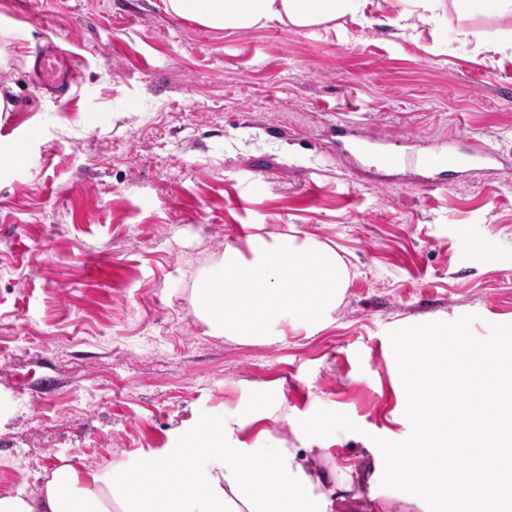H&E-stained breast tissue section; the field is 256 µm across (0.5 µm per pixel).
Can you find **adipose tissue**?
Wrapping results in <instances>:
<instances>
[{"label": "adipose tissue", "mask_w": 512, "mask_h": 512, "mask_svg": "<svg viewBox=\"0 0 512 512\" xmlns=\"http://www.w3.org/2000/svg\"><path fill=\"white\" fill-rule=\"evenodd\" d=\"M366 0H166L168 11L215 30L262 28L278 22L317 35L336 20L363 15ZM384 25L417 37L442 0H405ZM247 251L229 246L198 280L194 312L210 335L267 344L283 324L315 332L342 304L349 270L327 243L256 232ZM498 340L478 348L464 373L485 382L466 399V416L448 395V368L437 352L439 327H422L399 378L412 438L374 450L367 473L352 460L314 472L337 430L358 435L355 421L319 412L289 419L292 440L271 438L264 420L277 418L281 393L261 396L262 410L242 407L202 416L167 448L130 462L93 469L71 462L54 469L37 495L1 494L0 512H355V486L367 485L385 512L394 502L423 512H512V319L495 327ZM475 461L464 467V453Z\"/></svg>", "instance_id": "adipose-tissue-1"}]
</instances>
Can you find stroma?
<instances>
[{
  "mask_svg": "<svg viewBox=\"0 0 512 512\" xmlns=\"http://www.w3.org/2000/svg\"><path fill=\"white\" fill-rule=\"evenodd\" d=\"M369 0L348 38L280 23L213 30L163 0H0V494L37 493L62 459L107 468L164 447L206 413L278 389L288 415L355 420L316 466L410 436L396 384L399 327L442 337L449 370L512 318V58L461 43L447 21L412 42ZM82 73L41 92L27 44ZM387 149L449 139L460 163L421 185L372 184L337 123ZM500 151L486 165L474 144ZM334 246L350 280L332 323L271 345L210 335L197 280L245 230ZM482 238L492 259L475 252Z\"/></svg>",
  "mask_w": 512,
  "mask_h": 512,
  "instance_id": "obj_1",
  "label": "stroma"
}]
</instances>
